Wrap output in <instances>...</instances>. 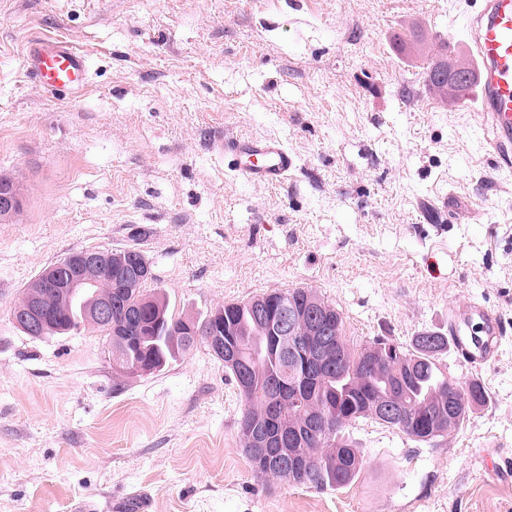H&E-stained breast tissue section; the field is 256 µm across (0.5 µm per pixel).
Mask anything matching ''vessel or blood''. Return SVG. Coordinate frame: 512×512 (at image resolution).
<instances>
[{
    "label": "vessel or blood",
    "mask_w": 512,
    "mask_h": 512,
    "mask_svg": "<svg viewBox=\"0 0 512 512\" xmlns=\"http://www.w3.org/2000/svg\"><path fill=\"white\" fill-rule=\"evenodd\" d=\"M449 40L467 44L479 66L477 82L464 100L481 126L489 128V152L494 167L512 172V0H480L478 9L465 11L448 28ZM27 78L46 96L76 95L88 80V55L62 40L34 42L25 57ZM221 148L229 166L246 182L279 185L294 166L292 154L274 137L228 138ZM480 322L481 338L470 335L469 325ZM448 332L456 336L453 351L458 361L479 370L494 361L507 329L500 314L471 302L448 313Z\"/></svg>",
    "instance_id": "obj_1"
}]
</instances>
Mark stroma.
<instances>
[{
  "label": "stroma",
  "instance_id": "stroma-1",
  "mask_svg": "<svg viewBox=\"0 0 512 512\" xmlns=\"http://www.w3.org/2000/svg\"><path fill=\"white\" fill-rule=\"evenodd\" d=\"M454 0H0V174L23 197L0 221V512H512V338L488 392L430 443L362 419L348 485L266 481L240 442L244 401L197 346L144 376L112 370L103 333L32 338L11 311L43 268L88 248H139L176 313L311 288L354 346L407 345L476 300L512 323V175L472 113L440 101L423 58ZM91 61L80 97L26 78L31 42ZM275 136L296 159L246 183L213 148ZM447 198L448 213L429 202Z\"/></svg>",
  "mask_w": 512,
  "mask_h": 512
}]
</instances>
